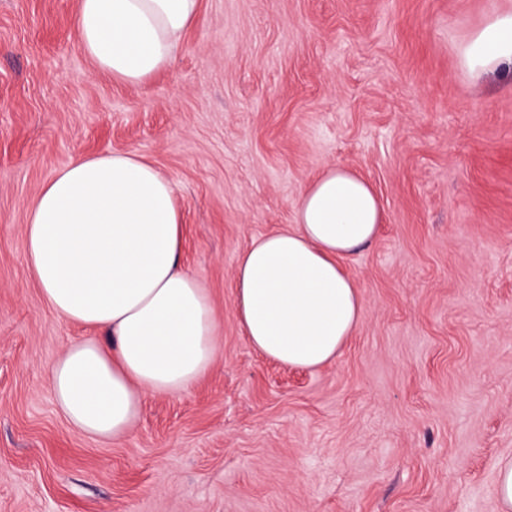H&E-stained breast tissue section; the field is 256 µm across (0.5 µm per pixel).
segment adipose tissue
Returning a JSON list of instances; mask_svg holds the SVG:
<instances>
[{
    "instance_id": "obj_1",
    "label": "adipose tissue",
    "mask_w": 512,
    "mask_h": 512,
    "mask_svg": "<svg viewBox=\"0 0 512 512\" xmlns=\"http://www.w3.org/2000/svg\"><path fill=\"white\" fill-rule=\"evenodd\" d=\"M199 0H79V46L113 81L140 85L167 68ZM470 78L512 75V10L491 14L457 50ZM384 220L374 188L325 167L305 185L293 224L239 254L234 309L250 346L288 367L336 361L363 323L364 298L341 267ZM173 182L133 153L79 156L28 210V267L57 318L90 328L49 369L53 398L80 434L127 436L147 395L188 391L217 358L209 293L184 266Z\"/></svg>"
}]
</instances>
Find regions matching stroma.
<instances>
[{
    "label": "stroma",
    "mask_w": 512,
    "mask_h": 512,
    "mask_svg": "<svg viewBox=\"0 0 512 512\" xmlns=\"http://www.w3.org/2000/svg\"><path fill=\"white\" fill-rule=\"evenodd\" d=\"M78 0H0V512H499L512 458V78L474 83L458 45L512 0H200L139 86L81 52ZM135 152L176 186L183 263L220 354L99 441L48 370L87 333L26 261L28 206L79 154ZM384 206L344 260L365 298L342 355L274 363L233 307L239 252L292 224L324 167ZM500 512L512 511V459H509L500 467L497 488Z\"/></svg>",
    "instance_id": "stroma-1"
}]
</instances>
